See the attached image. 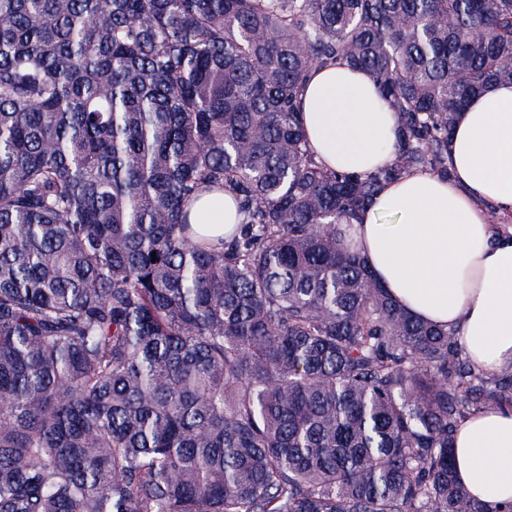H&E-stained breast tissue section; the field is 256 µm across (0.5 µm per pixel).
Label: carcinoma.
Wrapping results in <instances>:
<instances>
[{
	"label": "carcinoma",
	"instance_id": "1",
	"mask_svg": "<svg viewBox=\"0 0 512 512\" xmlns=\"http://www.w3.org/2000/svg\"><path fill=\"white\" fill-rule=\"evenodd\" d=\"M335 63L400 118L366 177L304 132ZM493 82L512 0H0V512H512L453 468L512 364L347 236L383 184L448 177ZM206 191L231 238L190 223ZM220 193L213 192L201 196V199L195 203L190 210V222L192 224H224V233L232 230L236 225V214L233 205L228 197L224 198V204L214 197H219ZM228 200V201H227Z\"/></svg>",
	"mask_w": 512,
	"mask_h": 512
}]
</instances>
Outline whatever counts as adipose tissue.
Listing matches in <instances>:
<instances>
[{"mask_svg": "<svg viewBox=\"0 0 512 512\" xmlns=\"http://www.w3.org/2000/svg\"><path fill=\"white\" fill-rule=\"evenodd\" d=\"M303 127L327 167L365 175L392 164L399 128L372 76L325 67L302 97ZM451 175L416 171L385 185L350 239L413 316L455 328L478 366L512 363V84L496 83L460 112L448 142ZM457 478L480 500L512 503V409L468 418L456 439Z\"/></svg>", "mask_w": 512, "mask_h": 512, "instance_id": "1", "label": "adipose tissue"}]
</instances>
